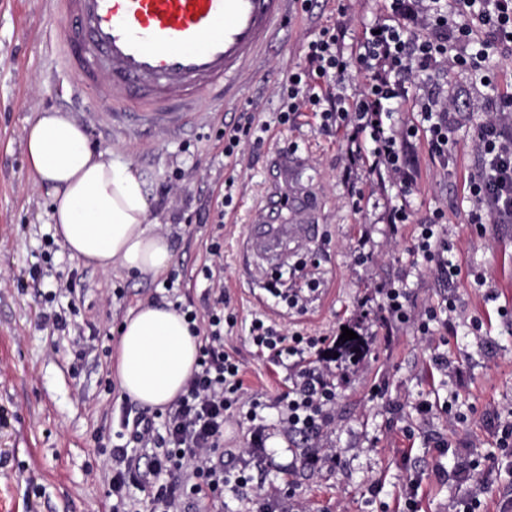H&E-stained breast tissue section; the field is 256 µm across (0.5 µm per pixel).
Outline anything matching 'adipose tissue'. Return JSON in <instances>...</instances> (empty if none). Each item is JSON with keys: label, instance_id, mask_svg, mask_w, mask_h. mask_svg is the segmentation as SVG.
<instances>
[{"label": "adipose tissue", "instance_id": "obj_1", "mask_svg": "<svg viewBox=\"0 0 512 512\" xmlns=\"http://www.w3.org/2000/svg\"><path fill=\"white\" fill-rule=\"evenodd\" d=\"M34 187L51 200L55 231L72 257L108 272L164 274L173 261L167 235L148 222L144 182L132 163L94 152L67 113L44 112L25 133ZM199 339L168 304H145L121 327L117 371L123 392L155 408L183 392Z\"/></svg>", "mask_w": 512, "mask_h": 512}]
</instances>
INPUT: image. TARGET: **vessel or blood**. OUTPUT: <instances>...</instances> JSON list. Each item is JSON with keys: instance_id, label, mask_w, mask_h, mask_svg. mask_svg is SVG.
I'll list each match as a JSON object with an SVG mask.
<instances>
[{"instance_id": "vessel-or-blood-1", "label": "vessel or blood", "mask_w": 512, "mask_h": 512, "mask_svg": "<svg viewBox=\"0 0 512 512\" xmlns=\"http://www.w3.org/2000/svg\"><path fill=\"white\" fill-rule=\"evenodd\" d=\"M288 0H56L68 77L80 98L121 108L135 130L171 131L204 98L232 96L233 79L271 46ZM313 197L289 154L277 156L266 210L247 255L284 263L288 242L313 236Z\"/></svg>"}]
</instances>
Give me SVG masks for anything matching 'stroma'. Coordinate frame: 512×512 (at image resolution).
Segmentation results:
<instances>
[{"label": "stroma", "instance_id": "stroma-1", "mask_svg": "<svg viewBox=\"0 0 512 512\" xmlns=\"http://www.w3.org/2000/svg\"><path fill=\"white\" fill-rule=\"evenodd\" d=\"M384 10V0H317L306 12L291 0L274 48L262 51L237 77V96L204 99L198 117L183 128L129 141L110 137L107 117L74 94L56 44L61 22L50 0H0V512H111L112 442L124 410L142 409L120 387L119 328L143 304L201 302L208 283L200 268L207 244L219 234L224 237V291L238 314L224 346L242 364L249 398L272 404L289 385L287 369L250 343L254 317L307 336L338 337L349 329L364 345L359 361L334 362L345 378L329 438L341 455L338 466L304 468L274 419L259 427L233 417L224 426L220 465L225 472L247 469L264 490L292 487L294 497L274 500L275 512H293L299 501L308 512H402L412 479L420 484L419 512H451L458 496L452 475L457 458L439 454L434 446L451 435L443 403L454 401L463 413L453 435L472 443L477 456L493 444L485 409L512 410V330L507 327L512 320V224L490 225L483 238L473 235L464 199L465 184L478 167L472 139L484 118L482 106L492 92L512 95V54H491V89L467 71L448 67L440 74V86L460 110L453 157L441 165L424 139L411 142L413 222L395 236L385 210L396 190L377 176H364L363 208L353 210L343 133H322L319 117L308 110L291 125L273 123L274 88L288 70L304 66L305 45L321 26L343 21L344 42L350 46L361 26L382 17ZM246 110L270 129L260 146L230 164L210 123L220 117L233 121ZM47 111L68 113L88 129L93 147L108 151L112 160L133 163L147 190L148 221L160 225L171 243L172 289L164 288L161 275L120 268L104 273L71 257L65 247L46 249L54 235L51 201L29 179L24 137L36 116ZM292 144L316 201L317 240L290 245L287 285L300 286L308 276L320 283L298 310L286 309L265 291L273 266H264L258 284H251L243 248L248 226L260 216L272 160ZM176 169L184 174L180 198L161 203L159 189ZM228 178L234 181V204L220 215L209 200ZM438 207L448 212V237L463 270L451 287L414 263L408 251L415 223ZM178 210L183 220L177 224L172 216ZM362 240L374 254L365 265L354 258ZM35 264L44 269L41 288H19L18 279ZM60 278L72 280L71 293L43 301L42 293ZM401 280L419 305L449 293L456 297L460 317L447 344L436 347L411 329L384 324L374 304L364 303L371 287ZM60 310L67 314L65 330L38 326L40 313ZM473 318L484 323L481 335L469 332ZM441 357L463 371L461 383L449 385L435 364ZM378 384L386 386V399H371ZM392 399L401 404L395 414L388 409ZM422 400L432 406L425 416L415 410ZM376 484L381 487L377 494L371 491ZM257 510L253 498L229 488L213 502L178 491L175 507V512Z\"/></svg>", "mask_w": 512, "mask_h": 512}]
</instances>
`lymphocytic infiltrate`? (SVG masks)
Segmentation results:
<instances>
[{"label":"lymphocytic infiltrate","mask_w":512,"mask_h":512,"mask_svg":"<svg viewBox=\"0 0 512 512\" xmlns=\"http://www.w3.org/2000/svg\"><path fill=\"white\" fill-rule=\"evenodd\" d=\"M498 49L512 50V0H388L385 17L364 25L351 50L342 47L340 27L320 29L305 47L307 68L288 71L276 87L275 121L285 126L303 110L320 113L323 133L341 132L347 139V169L384 172L397 188L400 202L389 207L387 220L394 227L407 224L412 216L408 198L414 177L406 146L411 139L424 137L431 154L444 161L453 145L452 101L432 87L415 91V76L433 75L445 64L480 75L490 53ZM353 70L363 73L365 83L349 96L345 78ZM405 101L411 102L416 120L396 119ZM256 129V116L251 112L215 125V138L224 146L225 159L237 162L248 146L257 144ZM472 148L479 168L467 183L468 222L472 234L481 238L487 225L512 224V95L495 98ZM447 222L446 211L435 208L416 225L411 251L433 276L452 283L462 269L444 231ZM206 251L209 262L201 268L209 283L203 295L204 309L183 312L201 339L196 368L167 410L164 424H157L155 415L146 411L123 420L130 442L145 448L147 455L143 468L137 469L126 465L125 446H113L119 467L112 474L111 491L117 499L112 512H127L123 497L131 483L148 490L159 512H169L176 490L160 477L181 471L190 494L202 500L219 498L228 487L241 492L254 488L247 471L229 476L211 463L212 456L224 452L225 422L234 415L249 422L259 420L265 405L246 398L240 363L224 348V336L238 320L224 294V244L212 240ZM377 293L384 320L408 327L428 341L434 340L438 327H451L457 313L456 301L449 295L418 308L404 285L382 286ZM249 339L258 351L269 353L290 370L288 393L274 409L283 432L303 441V465L338 464L337 453L319 451L339 389L325 357L331 338L286 333L257 317L250 324ZM486 418L496 451L457 468L455 480L465 492L457 497L454 512H484L479 495L468 486L478 482L499 456H512V419L502 418L496 410L487 411Z\"/></svg>","instance_id":"1"}]
</instances>
